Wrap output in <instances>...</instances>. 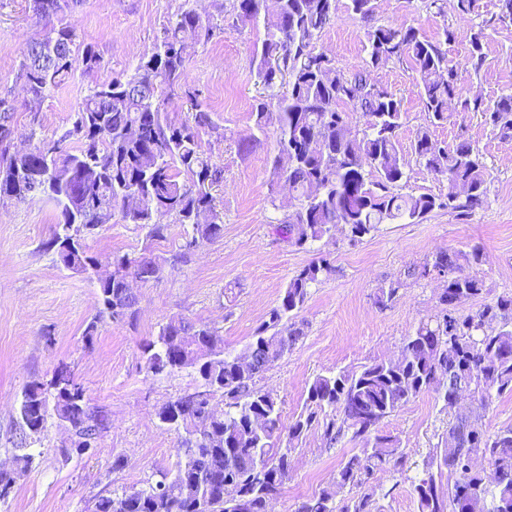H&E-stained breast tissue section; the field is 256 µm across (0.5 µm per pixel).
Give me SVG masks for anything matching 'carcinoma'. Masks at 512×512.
<instances>
[{"mask_svg": "<svg viewBox=\"0 0 512 512\" xmlns=\"http://www.w3.org/2000/svg\"><path fill=\"white\" fill-rule=\"evenodd\" d=\"M213 7L211 13L182 11L140 57L132 75L99 79L74 112L71 128L51 141L50 155L43 151L44 140L26 156L10 153L7 136L15 106L0 98V200L24 201L10 181L13 165L39 174L28 183L27 198L47 197L57 204L58 222L46 247L65 269L81 275L93 270L86 239L116 217L147 228L155 239L166 237L165 218L190 226L186 241L198 246L222 235L224 212L212 191L224 182V168L206 156L200 139V130L216 133L219 126L200 100L202 92L183 88L195 47L224 26L223 0H213ZM30 9L41 31L20 67L28 93L41 100L77 68L101 70L94 46L79 41L66 19L70 0H30ZM349 9L367 23L369 60L347 72L315 47L336 15V0H235L231 13L235 24L264 28L251 59L264 91L254 112L258 134L242 140L238 150L253 152L270 121H276L272 175L297 201L277 230L299 248L338 226L355 244L381 224H417L436 209L481 206L488 177L483 155L462 136L448 147L431 132L454 113H478L500 138L512 140V93L492 104L462 94L459 69L442 49L453 37L448 27L429 40L410 24H372L375 0H349ZM508 17L512 0H497L484 27L501 26ZM483 38L480 31L471 39L466 65L474 72L485 61ZM404 58L412 62L426 116L412 151L424 169L447 177L461 194L403 192L408 182L399 142L404 112L372 72ZM178 92L192 110L181 121L164 111L165 101ZM355 114L363 119L360 134L352 132ZM72 140L78 143L74 150L68 147ZM462 259L480 264V247L463 255L442 251L409 267V279H446L436 314L405 336L397 358L316 375L304 409L287 426L280 403L258 381L305 336L304 323L296 318L310 288L334 272L327 259H314L291 277L278 305L237 353L226 350L218 329L207 323L178 318L162 325L141 345L147 372L191 369L208 396L198 400L193 392L183 393L156 412L179 439L173 474L145 488L98 496L90 512H268L293 470L295 443L314 427L330 446L348 436L359 448L342 463L332 486L302 500L295 512H372V475L400 466L403 458L399 439L381 433V424L424 393L435 394L453 411L441 447L426 461L429 470L447 469L453 483L445 490L431 473L412 483L418 512H512V425L493 434L479 426L493 396L512 393V293L460 313L464 300L484 293L483 281L463 269ZM112 266V276L97 281L98 311L83 333L89 344L104 320L134 321L138 297L128 277L157 281L164 270L156 259L128 254L116 257ZM52 420L68 429L66 459L97 446L106 430L104 411L91 404L65 364L49 380L24 388L15 420L14 468L0 472V488L13 487L27 472L35 457L32 445ZM473 454L486 459L489 469L472 466ZM346 487L364 492L339 507L337 491Z\"/></svg>", "mask_w": 512, "mask_h": 512, "instance_id": "carcinoma-1", "label": "carcinoma"}]
</instances>
